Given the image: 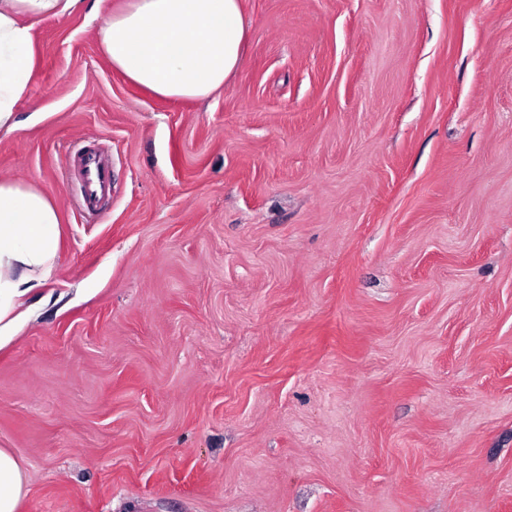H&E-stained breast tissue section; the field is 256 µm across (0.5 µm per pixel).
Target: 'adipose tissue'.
Segmentation results:
<instances>
[{"mask_svg":"<svg viewBox=\"0 0 512 512\" xmlns=\"http://www.w3.org/2000/svg\"><path fill=\"white\" fill-rule=\"evenodd\" d=\"M83 0H0V130L20 128L19 103L32 83L35 21L77 12ZM248 34L240 0H127L104 21L99 44L129 82L168 99H206L238 71ZM60 225L37 186L0 179V341L14 335L19 310L56 268ZM28 477L0 448V512H19Z\"/></svg>","mask_w":512,"mask_h":512,"instance_id":"ef3b65f1","label":"adipose tissue"}]
</instances>
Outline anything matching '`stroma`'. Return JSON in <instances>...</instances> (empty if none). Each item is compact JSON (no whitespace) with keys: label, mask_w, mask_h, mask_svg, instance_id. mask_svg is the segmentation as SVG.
Listing matches in <instances>:
<instances>
[{"label":"stroma","mask_w":512,"mask_h":512,"mask_svg":"<svg viewBox=\"0 0 512 512\" xmlns=\"http://www.w3.org/2000/svg\"><path fill=\"white\" fill-rule=\"evenodd\" d=\"M124 4L35 24L0 132L62 228L0 347L20 512H512V0H241L204 100L112 69ZM84 148L74 153L77 165L74 170L73 185L82 214L86 218L97 219L103 212L100 201L112 193V163L96 154L85 153Z\"/></svg>","instance_id":"obj_1"}]
</instances>
